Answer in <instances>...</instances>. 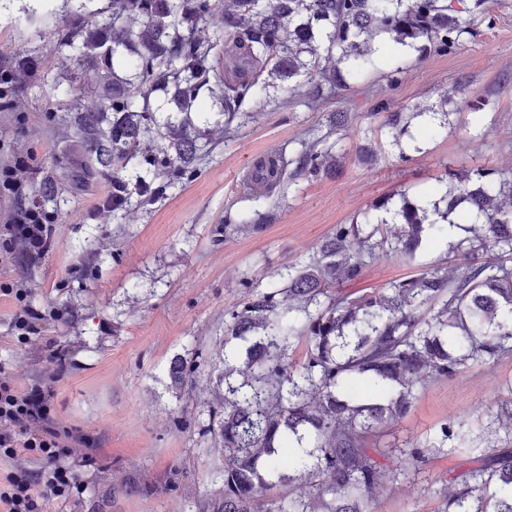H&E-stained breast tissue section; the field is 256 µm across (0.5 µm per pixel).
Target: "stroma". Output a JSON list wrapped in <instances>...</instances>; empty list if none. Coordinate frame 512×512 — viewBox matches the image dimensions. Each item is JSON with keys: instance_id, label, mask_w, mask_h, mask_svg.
<instances>
[{"instance_id": "stroma-1", "label": "stroma", "mask_w": 512, "mask_h": 512, "mask_svg": "<svg viewBox=\"0 0 512 512\" xmlns=\"http://www.w3.org/2000/svg\"><path fill=\"white\" fill-rule=\"evenodd\" d=\"M33 5L0 0V67L27 43L51 69L49 81L0 112V170L10 169L16 185L0 186V225L58 176L54 158L65 143L44 111L65 104L63 86L86 87L84 108L98 106L93 71L55 53L54 18L28 17ZM374 44L373 66L316 106L307 103L302 77L261 97L253 118L229 128L220 106L204 99L197 122L212 130L213 147L194 181L158 195L127 170L124 211L107 207L111 187L97 182L75 194L34 262L0 254V284L27 289L43 314L38 334L19 343L10 334L13 302L0 298V366L19 391L43 390L55 426L72 435L67 459L85 486L69 502L48 499L45 512H203L222 495L224 450L202 429L223 371L224 322L244 297L242 279L270 288L275 273L309 261L335 225L362 220L375 203L403 192L438 199L448 171L484 166L512 176V0H498L491 17L472 19L448 55L405 54L380 37ZM397 67L401 80L388 84ZM475 97L486 100L484 111L467 107ZM444 99L447 111L437 113ZM381 100L409 121L400 144L373 112ZM334 112L347 113L348 122L331 127ZM323 135L336 146V171L296 175L302 150ZM269 154L282 158L285 176L263 197L244 189L242 179ZM228 215L260 217L261 227L223 238L215 229ZM463 236L454 228L427 241L411 263L374 250L362 275L334 292L354 299L434 264L463 265L456 248ZM176 357L196 366L195 388L173 386ZM511 395L512 356L425 379L411 411L377 445L419 446L453 424L479 430L478 448H512V425L488 411L491 399ZM472 465L464 449L429 457L415 475L387 481L372 512H445L453 478ZM132 478L152 483L154 493L125 494L121 486Z\"/></svg>"}]
</instances>
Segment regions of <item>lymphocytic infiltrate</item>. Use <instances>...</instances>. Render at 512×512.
<instances>
[{"mask_svg":"<svg viewBox=\"0 0 512 512\" xmlns=\"http://www.w3.org/2000/svg\"><path fill=\"white\" fill-rule=\"evenodd\" d=\"M48 218L39 208H29L6 225L0 249L11 251L23 241L26 256L42 252ZM66 436L50 421L49 409L37 392L17 390L0 378V512H44L46 498L69 500L83 495L77 473L64 462ZM33 460V467H19V458Z\"/></svg>","mask_w":512,"mask_h":512,"instance_id":"lymphocytic-infiltrate-1","label":"lymphocytic infiltrate"}]
</instances>
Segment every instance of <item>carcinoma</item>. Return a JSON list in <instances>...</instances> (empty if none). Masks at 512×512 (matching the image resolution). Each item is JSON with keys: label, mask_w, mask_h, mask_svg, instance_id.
Returning <instances> with one entry per match:
<instances>
[{"label": "carcinoma", "mask_w": 512, "mask_h": 512, "mask_svg": "<svg viewBox=\"0 0 512 512\" xmlns=\"http://www.w3.org/2000/svg\"><path fill=\"white\" fill-rule=\"evenodd\" d=\"M64 10L56 26L55 48L68 52L78 67L96 74L93 90L99 109L81 105L83 90L69 86V103L47 109L52 122L69 131V144L55 158L70 191L97 180L112 182V212L130 203L122 172L131 163L165 179L184 183L210 142L189 115L201 92L220 102L228 121L251 117L247 105L276 81L304 76L312 82L311 102L325 100L355 80L373 63L370 41L378 34L408 54L452 52L468 33L469 21L448 0H109L107 11L90 10L87 0ZM220 12L224 27L202 39L197 30ZM233 43L231 62L220 64L215 49ZM127 51L128 72L121 76L114 57ZM336 56L344 69L332 72L322 59ZM38 50L15 53L4 70L0 107L32 87ZM171 93L174 110L158 125L151 97ZM383 127L394 142L408 132L402 113H390ZM167 140L166 147L155 137ZM334 161L333 147L316 140L302 152L299 172L316 177ZM284 165L252 173L254 185L271 189L284 177ZM457 186L439 204L403 199L393 219L392 238L363 241L412 262L423 240L457 227L470 236L457 247L464 253L495 250L512 255V179L494 168L448 173ZM65 189L42 186V208L55 220L67 205ZM461 211L469 226L451 215ZM359 224H338L317 256L278 273L280 286L259 290L244 280L243 302L224 324V392L209 410L206 432L224 447L222 496L208 512H253L262 493L289 483L285 469L306 468L319 478L317 505L291 495L271 503L269 512H370L386 475H407L425 461L429 448L448 451V442L466 441L468 432L447 425L422 448L389 456V469L377 461L383 452L370 447V434L410 411L418 381L425 375L452 378L472 361L495 364L512 354V269L499 262H471L451 273L433 265L418 276L393 282L376 296L347 302L328 295L334 285L358 278L366 265L353 250ZM288 298L283 305L279 296ZM441 308L429 321L419 309ZM307 341L306 360L284 363L292 340ZM244 358L243 368L232 364ZM175 386L193 384L196 369L180 357L169 366ZM363 375L370 392L354 400L344 390L352 376ZM477 465L455 478L448 512H512V448L475 456Z\"/></svg>", "instance_id": "1"}]
</instances>
